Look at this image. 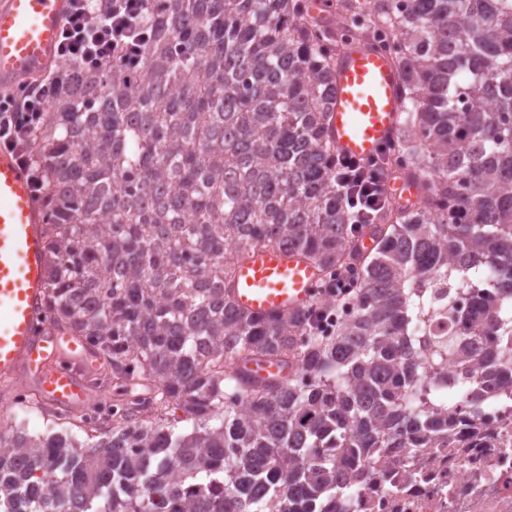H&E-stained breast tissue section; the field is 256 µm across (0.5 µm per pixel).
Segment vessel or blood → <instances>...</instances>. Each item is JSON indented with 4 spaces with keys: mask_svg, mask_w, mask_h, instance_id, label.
I'll use <instances>...</instances> for the list:
<instances>
[{
    "mask_svg": "<svg viewBox=\"0 0 512 512\" xmlns=\"http://www.w3.org/2000/svg\"><path fill=\"white\" fill-rule=\"evenodd\" d=\"M70 0H0V93L57 68L56 46ZM328 134L355 160L376 157L402 116L401 78L392 60L365 41L349 42L336 65ZM45 215L26 168L0 148V378L23 379L52 407L90 405L87 379L99 359L80 337L44 317ZM319 278L308 259L259 249L236 270L229 291L245 312L272 315L308 305Z\"/></svg>",
    "mask_w": 512,
    "mask_h": 512,
    "instance_id": "obj_1",
    "label": "vessel or blood"
}]
</instances>
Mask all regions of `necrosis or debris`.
Listing matches in <instances>:
<instances>
[{
	"mask_svg": "<svg viewBox=\"0 0 512 512\" xmlns=\"http://www.w3.org/2000/svg\"><path fill=\"white\" fill-rule=\"evenodd\" d=\"M336 512H512V396L459 423L435 448H379Z\"/></svg>",
	"mask_w": 512,
	"mask_h": 512,
	"instance_id": "necrosis-or-debris-1",
	"label": "necrosis or debris"
}]
</instances>
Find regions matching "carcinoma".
<instances>
[{
    "mask_svg": "<svg viewBox=\"0 0 512 512\" xmlns=\"http://www.w3.org/2000/svg\"><path fill=\"white\" fill-rule=\"evenodd\" d=\"M385 29L416 200L355 224L328 132L336 29L305 0H164L135 66L64 87L29 135L47 212L53 326L96 347L123 413L69 432L0 434V512H332L376 448H431L452 404L512 390V0H336ZM362 255L351 317L254 316L228 292L257 248L322 273ZM448 339L410 336L438 308ZM470 311L456 315L458 294ZM289 369L256 378L251 362ZM457 367L483 375L460 389ZM180 402L183 432L163 427Z\"/></svg>",
    "mask_w": 512,
    "mask_h": 512,
    "instance_id": "carcinoma-1",
    "label": "carcinoma"
}]
</instances>
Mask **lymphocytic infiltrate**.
Returning <instances> with one entry per match:
<instances>
[{"mask_svg": "<svg viewBox=\"0 0 512 512\" xmlns=\"http://www.w3.org/2000/svg\"><path fill=\"white\" fill-rule=\"evenodd\" d=\"M147 0H71L62 25L58 57L65 71H50L0 94V144L30 165L27 136L59 87L76 82L83 73L101 71L112 63L137 64L144 43L142 16ZM337 178L346 204L364 215L379 203L386 180L374 166L342 160Z\"/></svg>", "mask_w": 512, "mask_h": 512, "instance_id": "lymphocytic-infiltrate-1", "label": "lymphocytic infiltrate"}]
</instances>
